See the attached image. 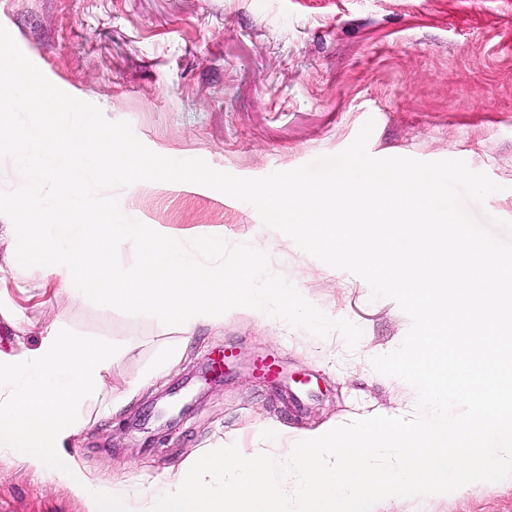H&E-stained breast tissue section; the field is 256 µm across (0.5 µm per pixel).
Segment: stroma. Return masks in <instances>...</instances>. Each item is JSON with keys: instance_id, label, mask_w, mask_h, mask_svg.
Returning <instances> with one entry per match:
<instances>
[{"instance_id": "1", "label": "stroma", "mask_w": 512, "mask_h": 512, "mask_svg": "<svg viewBox=\"0 0 512 512\" xmlns=\"http://www.w3.org/2000/svg\"><path fill=\"white\" fill-rule=\"evenodd\" d=\"M0 26L55 86L129 122L151 151L200 158L243 178L289 171L351 144L366 120L375 158L464 160L499 184L476 218L512 222V0H0ZM121 210L159 232L219 235L265 251L329 318L363 335L348 349L248 308L184 337L149 316L75 299L58 281L0 270V351L36 348L47 326L119 344L97 399L66 448L89 483L138 495L207 449L285 459L296 434L367 414H413L416 392L373 357L410 327L395 301L263 226L249 204L193 183L132 184ZM237 357L222 385L201 373ZM276 356L282 378L257 379ZM192 400L173 431L171 395ZM49 472L0 454V512H88ZM373 512H512V478L449 500L392 498Z\"/></svg>"}]
</instances>
